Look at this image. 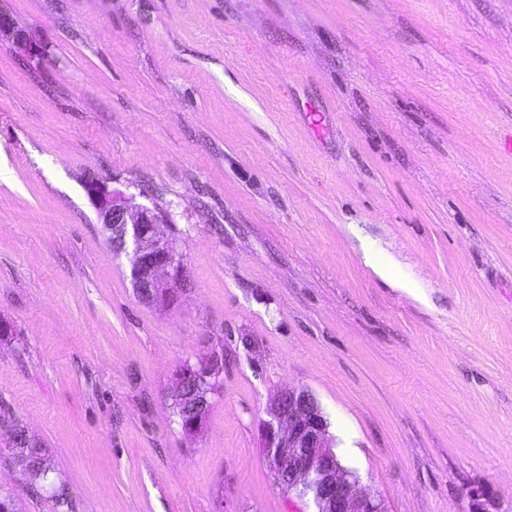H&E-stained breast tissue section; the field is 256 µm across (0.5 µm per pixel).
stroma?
Instances as JSON below:
<instances>
[{
  "instance_id": "1",
  "label": "stroma",
  "mask_w": 512,
  "mask_h": 512,
  "mask_svg": "<svg viewBox=\"0 0 512 512\" xmlns=\"http://www.w3.org/2000/svg\"><path fill=\"white\" fill-rule=\"evenodd\" d=\"M0 407L72 512H314L259 448L317 398L388 512L512 506V0H0ZM168 212L136 297L86 190ZM224 350L185 435L184 361ZM21 512H57L0 463ZM202 376V378L204 379H212L211 381L208 380L206 386L204 387V390L209 392V398L211 400V395L218 393V391L221 390V388L223 387L224 379L220 377L223 376V371L219 369V363L215 364L214 360H212L209 364L208 371L206 373H202ZM197 378L201 383H204V379H200V377ZM209 398L208 396H206V392H204L203 390H198L194 402V413L196 414L197 417L194 420L182 426L183 432L186 433L187 435H195L198 432H200L201 429L203 428L199 419L202 418V416H204L209 410Z\"/></svg>"
}]
</instances>
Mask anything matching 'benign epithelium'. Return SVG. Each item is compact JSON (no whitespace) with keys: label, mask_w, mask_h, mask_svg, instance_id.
<instances>
[{"label":"benign epithelium","mask_w":512,"mask_h":512,"mask_svg":"<svg viewBox=\"0 0 512 512\" xmlns=\"http://www.w3.org/2000/svg\"><path fill=\"white\" fill-rule=\"evenodd\" d=\"M14 30L15 48L34 53V40L26 32L14 29L0 16V32ZM89 199L100 224L111 233L118 254L125 255L133 288H152L173 302L180 292L172 290L180 275L182 257L173 238L161 232L169 222L164 212L126 201L124 195L109 189L99 178L85 182ZM196 419L182 426L184 433L201 431L200 418L210 407L206 392H197ZM269 420L263 422L260 448L271 473L288 491L309 488L313 492L315 512H387L383 501L358 492L357 479L344 468L330 444L328 423L316 398L303 387H285L277 391L266 407ZM469 512H512L482 492H473Z\"/></svg>","instance_id":"obj_1"}]
</instances>
